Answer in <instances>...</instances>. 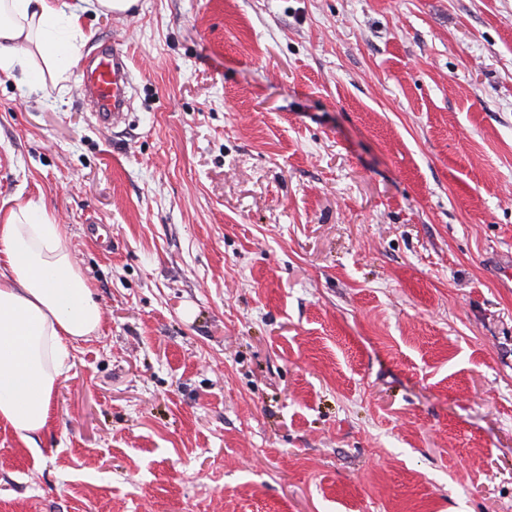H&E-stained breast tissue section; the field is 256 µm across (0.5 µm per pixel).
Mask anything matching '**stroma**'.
Returning <instances> with one entry per match:
<instances>
[{
    "instance_id": "1",
    "label": "stroma",
    "mask_w": 512,
    "mask_h": 512,
    "mask_svg": "<svg viewBox=\"0 0 512 512\" xmlns=\"http://www.w3.org/2000/svg\"><path fill=\"white\" fill-rule=\"evenodd\" d=\"M137 89L0 76V216L103 311L0 512H512V0H142ZM112 233L103 251L87 233Z\"/></svg>"
}]
</instances>
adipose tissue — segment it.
<instances>
[{
  "label": "adipose tissue",
  "instance_id": "adipose-tissue-1",
  "mask_svg": "<svg viewBox=\"0 0 512 512\" xmlns=\"http://www.w3.org/2000/svg\"><path fill=\"white\" fill-rule=\"evenodd\" d=\"M126 0H0V74L38 89L43 66L77 62L68 39L82 14ZM34 45L35 54L25 52ZM102 311L44 202H18L0 222V421L23 435L47 424L49 403L78 342L97 335Z\"/></svg>",
  "mask_w": 512,
  "mask_h": 512
}]
</instances>
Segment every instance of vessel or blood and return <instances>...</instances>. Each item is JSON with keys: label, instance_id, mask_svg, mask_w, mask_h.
<instances>
[{"label": "vessel or blood", "instance_id": "obj_1", "mask_svg": "<svg viewBox=\"0 0 512 512\" xmlns=\"http://www.w3.org/2000/svg\"><path fill=\"white\" fill-rule=\"evenodd\" d=\"M131 87L128 56L115 45L96 52L80 71L79 91L93 104L98 125L105 128L126 121Z\"/></svg>", "mask_w": 512, "mask_h": 512}]
</instances>
